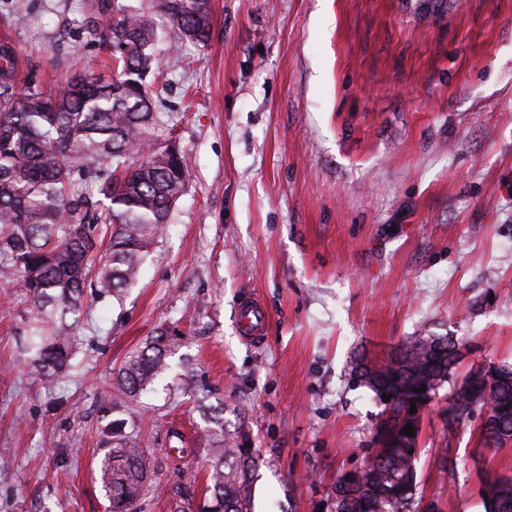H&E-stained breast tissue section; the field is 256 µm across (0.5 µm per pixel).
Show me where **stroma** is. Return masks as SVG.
<instances>
[{
  "label": "stroma",
  "mask_w": 512,
  "mask_h": 512,
  "mask_svg": "<svg viewBox=\"0 0 512 512\" xmlns=\"http://www.w3.org/2000/svg\"><path fill=\"white\" fill-rule=\"evenodd\" d=\"M212 4L206 45L161 29L186 189L135 284L87 299L70 370L29 377L30 305L0 265V512H108L114 422L149 463L138 512L188 489L203 504L196 429L219 401L257 451L253 512H321L384 416L358 355L449 334L469 349L459 373L512 364V0ZM84 20L80 0H0L20 81L102 72ZM248 298L267 311L253 338ZM159 328L170 371L123 397L115 372ZM453 388L422 413L417 512H483V477L512 479V442L482 447L481 412L449 424Z\"/></svg>",
  "instance_id": "1"
}]
</instances>
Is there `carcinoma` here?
<instances>
[{
	"instance_id": "cac0c4a2",
	"label": "carcinoma",
	"mask_w": 512,
	"mask_h": 512,
	"mask_svg": "<svg viewBox=\"0 0 512 512\" xmlns=\"http://www.w3.org/2000/svg\"><path fill=\"white\" fill-rule=\"evenodd\" d=\"M151 4L179 39L208 41L211 0ZM86 26L112 51L117 76L79 74L53 93L35 82L21 90L12 49L0 46V261L19 271L14 288L31 304L23 354L40 380L71 366L69 333L84 313L86 285L106 297L136 282L188 178L179 148L159 134L155 105L165 100L167 83L145 81L151 73L162 75L155 23L119 0H97ZM100 224L111 230L95 264L90 257ZM464 347L454 336H415L390 353L375 384L366 379L367 361L355 363L356 378L385 401L386 416L375 428L362 480L340 475L330 512H416L420 449L386 440L405 439L407 425L419 433L421 417L409 416L408 404L429 405L454 374ZM172 348L167 331L156 333L124 360L116 389L136 397L170 370ZM478 407L490 418L480 427V443L496 448L511 441V365L471 368L449 403L448 422L459 423ZM207 413L206 441L219 452L206 480V512H252L255 450L234 448L224 438V404ZM147 477L143 449H109L100 480L111 512H137ZM482 500L484 512H512V481Z\"/></svg>"
}]
</instances>
